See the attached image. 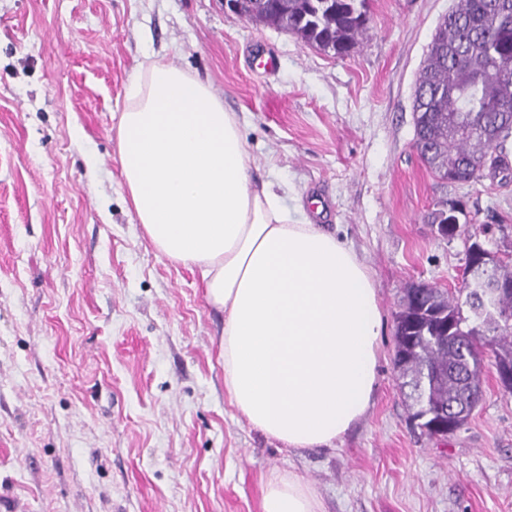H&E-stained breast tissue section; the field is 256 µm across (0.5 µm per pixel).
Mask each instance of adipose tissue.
Listing matches in <instances>:
<instances>
[{
	"mask_svg": "<svg viewBox=\"0 0 512 512\" xmlns=\"http://www.w3.org/2000/svg\"><path fill=\"white\" fill-rule=\"evenodd\" d=\"M117 126L122 186L143 233L198 269L224 313V388L253 429L326 448L373 405L382 315L356 253L254 185L241 124L166 58L138 64ZM262 512H321L292 473L264 480Z\"/></svg>",
	"mask_w": 512,
	"mask_h": 512,
	"instance_id": "ef3b65f1",
	"label": "adipose tissue"
}]
</instances>
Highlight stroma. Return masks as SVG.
Listing matches in <instances>:
<instances>
[{"label":"stroma","instance_id":"35a3bbf8","mask_svg":"<svg viewBox=\"0 0 512 512\" xmlns=\"http://www.w3.org/2000/svg\"><path fill=\"white\" fill-rule=\"evenodd\" d=\"M454 3L370 0L342 57L224 0H0V512H261L273 470L323 512H512V394L494 357L447 437L411 423L393 361L405 288H460L467 236L512 265V176L441 182L414 147L416 80ZM149 56L223 96L254 182L375 282L374 404L333 447L284 448L236 412L223 312L135 220L116 130ZM441 199L463 204L452 240L427 221Z\"/></svg>","mask_w":512,"mask_h":512}]
</instances>
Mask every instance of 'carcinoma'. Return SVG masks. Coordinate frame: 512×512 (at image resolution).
I'll return each instance as SVG.
<instances>
[{"mask_svg":"<svg viewBox=\"0 0 512 512\" xmlns=\"http://www.w3.org/2000/svg\"><path fill=\"white\" fill-rule=\"evenodd\" d=\"M368 0H284L276 9L247 0L249 19L350 55L365 34ZM499 0H456L438 24L417 79L415 149L431 172L450 184L477 182L490 166L508 169L492 150L512 137V16H494ZM459 293L422 285L405 289L395 319V357L410 388L411 419L425 432L444 408L456 409L460 430L478 406L483 361L512 363V268H475L466 258Z\"/></svg>","mask_w":512,"mask_h":512,"instance_id":"carcinoma-1","label":"carcinoma"}]
</instances>
